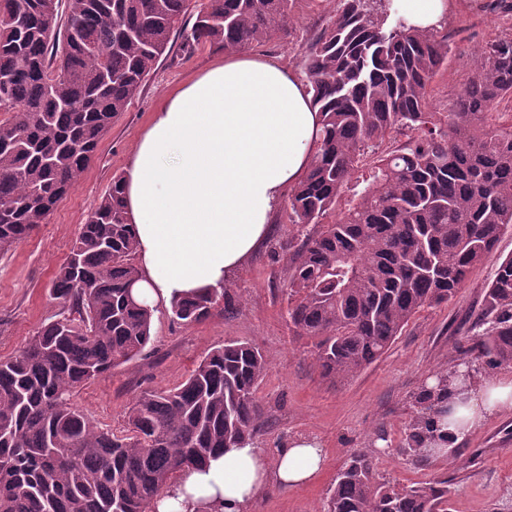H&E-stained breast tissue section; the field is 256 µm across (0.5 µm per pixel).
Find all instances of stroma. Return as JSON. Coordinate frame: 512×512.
<instances>
[{
    "mask_svg": "<svg viewBox=\"0 0 512 512\" xmlns=\"http://www.w3.org/2000/svg\"><path fill=\"white\" fill-rule=\"evenodd\" d=\"M452 3L442 20L453 35L452 50L447 68L432 84L434 112L446 111L462 90L485 43L512 26V14L495 9L494 0ZM337 6L338 0H295L287 34L251 45L249 53L277 59L303 74L306 46ZM180 43V35H172L146 85L113 120L66 198L31 237L0 256V359L14 355L38 326L61 313V304L49 293L53 275L113 176L124 173L162 96L220 55L219 49L202 45L186 56ZM288 212L280 206L269 242L227 286L228 308L185 326L173 322L166 307H158L152 340L142 355L86 384L75 394V404L101 427L121 431L142 389L175 387L214 347L238 339L259 347L268 363L256 392L264 410L257 442L279 448L294 437L313 436L325 451L324 468L314 481L268 487L253 512H320L328 488L356 452L374 458L381 478L403 486L447 480L449 512H502L512 502V410L489 418L457 441L452 456L428 468H418L397 449L413 415V394L428 377L452 371L469 347L468 320L480 311L499 260L512 255V229L501 234L492 256L469 274L452 300L422 310L379 360L353 379L333 384L315 368L313 339L296 335L288 322L292 248L307 233L289 223Z\"/></svg>",
    "mask_w": 512,
    "mask_h": 512,
    "instance_id": "35a3bbf8",
    "label": "stroma"
}]
</instances>
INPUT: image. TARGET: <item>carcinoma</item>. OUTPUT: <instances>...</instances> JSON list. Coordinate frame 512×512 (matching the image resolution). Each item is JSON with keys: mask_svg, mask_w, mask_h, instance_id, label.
<instances>
[{"mask_svg": "<svg viewBox=\"0 0 512 512\" xmlns=\"http://www.w3.org/2000/svg\"><path fill=\"white\" fill-rule=\"evenodd\" d=\"M0 0V255L27 239L89 165L166 52L208 43L228 53L287 32L290 0H205L191 28L189 0ZM392 0H340L303 56L322 130L292 188L288 221L313 225L288 282V318L315 340V367L347 380L380 358L424 307L453 298L512 228V30L486 43L446 112L430 111L449 36L421 31ZM393 132L408 137L360 163ZM123 176L91 213L50 285L61 317L0 359V512H152L180 474L249 441L263 425L256 399L267 371L252 344L226 340L173 389H146L128 433L100 427L73 402L77 389L151 342L154 310L134 296L135 235ZM353 204L337 211L346 186ZM226 289L172 303L199 323ZM476 354L414 396L401 453L429 467L452 440L448 382L512 365V256L503 259L473 321ZM323 512H448V485L376 480L371 457H350Z\"/></svg>", "mask_w": 512, "mask_h": 512, "instance_id": "carcinoma-1", "label": "carcinoma"}]
</instances>
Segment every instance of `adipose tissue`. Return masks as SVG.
<instances>
[{
  "label": "adipose tissue",
  "mask_w": 512,
  "mask_h": 512,
  "mask_svg": "<svg viewBox=\"0 0 512 512\" xmlns=\"http://www.w3.org/2000/svg\"><path fill=\"white\" fill-rule=\"evenodd\" d=\"M306 81L272 58L231 53L168 93L123 176L135 227L136 298L149 308L224 287L268 236L321 133ZM463 438L512 409V377L452 390ZM324 465L317 439L271 450L250 441L180 476L155 512H252L270 484L294 487Z\"/></svg>",
  "instance_id": "obj_1"
}]
</instances>
